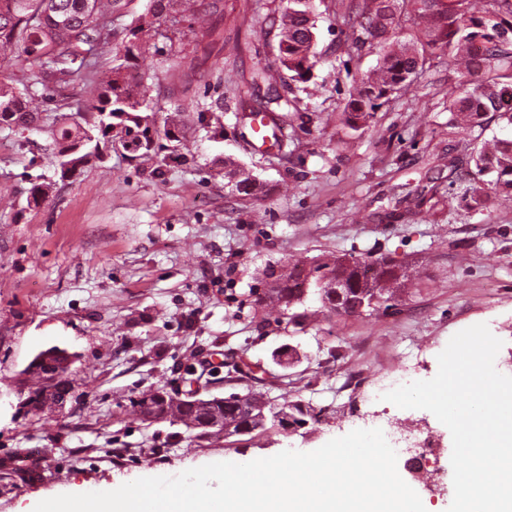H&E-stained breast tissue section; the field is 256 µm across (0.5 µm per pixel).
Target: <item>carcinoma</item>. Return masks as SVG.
I'll list each match as a JSON object with an SVG mask.
<instances>
[{
    "label": "carcinoma",
    "instance_id": "1",
    "mask_svg": "<svg viewBox=\"0 0 512 512\" xmlns=\"http://www.w3.org/2000/svg\"><path fill=\"white\" fill-rule=\"evenodd\" d=\"M154 11L130 28L131 35L114 44L113 13L122 0H0V125L28 129L38 120L30 109L35 97L33 86L62 92L78 78L70 67L78 48L93 41L99 48L94 60L82 58L80 64L97 68V59L112 58V66L97 82L96 104L92 110H77L63 116L59 130L56 166L74 175L92 156L93 142L107 139L116 122L125 126L126 151L132 157L158 154L159 137L179 142L183 129L172 119L158 129L148 95L155 75L139 67L138 59L148 43L169 44V53L181 57L175 47L176 36L188 32L206 35L213 17L220 12L221 0H152ZM279 17L270 19L276 30L278 54L274 63L255 69L251 84L266 88L260 108L251 111L246 124L268 120L273 130V145H280L275 130L291 119V105L276 86L283 74L299 83L310 80L314 68L323 62L315 51L317 21L310 12V0H282ZM352 33L336 47L340 53L364 48L379 51L376 67L356 81L342 112L344 124L358 131L373 122L378 110L391 96L424 77L427 64L438 59L465 63L470 79L448 89V124L471 134L485 131L490 117L512 126V0H349L342 15ZM29 71V82L14 86V73ZM465 158L448 155V172L454 174L461 162L468 166L469 189L461 198L474 212L487 209L492 197H512V138L490 141L469 140ZM224 179L243 197L258 191L256 180L239 169L230 158L224 159ZM50 185L35 179L26 198L27 205L39 204ZM349 284L343 300L336 301V281ZM419 284L417 272L380 257L338 255L316 260L307 268L265 274L264 289L254 302L268 316H288V322L305 328L312 313L305 307L309 295L318 296L321 308L337 316L357 314L363 305L368 312L389 309L410 289ZM31 375L27 397L36 398L46 390L45 368H28ZM267 400L254 393L210 396L203 401L187 391L173 396L162 389L147 390L129 399V413L143 423L178 424L200 441H211L226 432L260 434V414ZM306 418L302 405L282 404L267 412L271 422L282 423L278 414Z\"/></svg>",
    "mask_w": 512,
    "mask_h": 512
}]
</instances>
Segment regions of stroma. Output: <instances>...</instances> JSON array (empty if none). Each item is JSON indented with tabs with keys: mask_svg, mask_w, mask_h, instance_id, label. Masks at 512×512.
Returning a JSON list of instances; mask_svg holds the SVG:
<instances>
[{
	"mask_svg": "<svg viewBox=\"0 0 512 512\" xmlns=\"http://www.w3.org/2000/svg\"><path fill=\"white\" fill-rule=\"evenodd\" d=\"M281 0H224L207 61L184 39L179 65L149 58L157 79V124L181 111L180 161L129 160L104 151L71 178L54 174L53 135L69 107L90 109L93 77L77 78L68 97L38 109L49 123L30 132L0 128V512H32L41 500L82 490L111 491L147 475L174 476L228 457L257 459L329 440L388 418L420 423L443 445L436 468L450 469L452 437L429 411L376 402L372 392L424 352L417 379H432L450 337L487 324L512 358V199L475 213L459 203L465 179L435 166L462 153L465 133L450 127L448 88L466 78L454 61H432L424 79L398 93L369 127L341 120L352 80L378 56H336L345 36L341 13L317 23V66L305 88L279 85L299 117L281 151L255 147L237 119L239 99L226 75L247 84L274 61L277 41L264 18ZM313 114L312 123L300 120ZM234 159L262 185L246 198L224 185ZM46 175L44 202L27 207L30 180ZM386 256L418 263L424 277L394 309L336 316L318 313L298 330L254 303L269 267L328 255ZM295 347V362L280 353ZM76 357L75 399L52 411L15 416L14 390L40 351ZM252 365L249 377L235 367ZM193 370L202 396L254 389L274 403L310 409L296 432L263 434L200 447L185 429L134 420L128 401L163 386L188 391Z\"/></svg>",
	"mask_w": 512,
	"mask_h": 512,
	"instance_id": "35a3bbf8",
	"label": "stroma"
}]
</instances>
